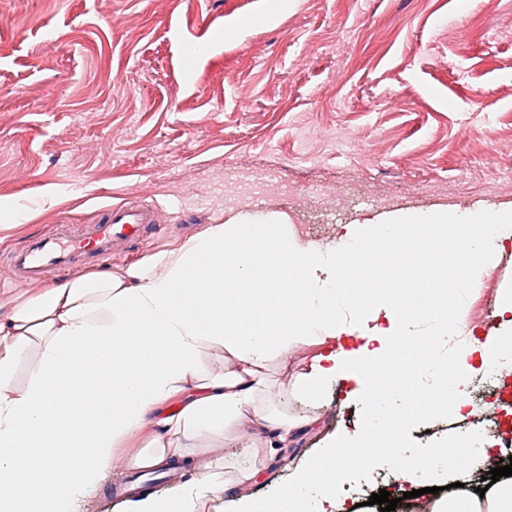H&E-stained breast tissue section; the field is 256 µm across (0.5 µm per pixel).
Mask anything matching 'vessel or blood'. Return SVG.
Segmentation results:
<instances>
[{
    "mask_svg": "<svg viewBox=\"0 0 512 512\" xmlns=\"http://www.w3.org/2000/svg\"><path fill=\"white\" fill-rule=\"evenodd\" d=\"M157 231L151 208L111 207L101 223L83 225L69 237L40 236L28 240L13 253L8 269L12 278L36 283L50 272L70 269L91 258L106 261L125 245L147 240Z\"/></svg>",
    "mask_w": 512,
    "mask_h": 512,
    "instance_id": "vessel-or-blood-1",
    "label": "vessel or blood"
}]
</instances>
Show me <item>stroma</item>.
I'll list each match as a JSON object with an SVG mask.
<instances>
[{
  "instance_id": "obj_1",
  "label": "stroma",
  "mask_w": 512,
  "mask_h": 512,
  "mask_svg": "<svg viewBox=\"0 0 512 512\" xmlns=\"http://www.w3.org/2000/svg\"><path fill=\"white\" fill-rule=\"evenodd\" d=\"M0 0V264L27 237L144 205L161 226L138 259L209 225L263 210L305 240L399 212L512 206V0ZM478 336L496 330L512 253L483 267ZM305 350L269 365L265 402L297 427L237 498L287 485L331 435L371 416L365 391L332 380L311 402L286 391ZM249 420L203 433L213 468L249 465ZM462 430L424 414L399 429L419 481L481 485L484 460L432 465ZM151 428L117 453L78 512H118L113 489ZM336 484L346 507L401 497L389 455Z\"/></svg>"
}]
</instances>
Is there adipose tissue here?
Instances as JSON below:
<instances>
[{
  "label": "adipose tissue",
  "instance_id": "adipose-tissue-1",
  "mask_svg": "<svg viewBox=\"0 0 512 512\" xmlns=\"http://www.w3.org/2000/svg\"><path fill=\"white\" fill-rule=\"evenodd\" d=\"M512 245V209L400 213L347 228L339 242H301L281 216H243L213 224L171 254L111 273L64 279L0 314V512H77L102 485L119 448L143 427L155 437L128 461L155 468L194 462L201 430L254 419L274 456L296 428L265 413L266 366L312 348L296 385L315 399L331 379L389 395L382 352L394 337L431 341L427 365L452 355L445 380L448 411L466 419L465 388L477 367L512 365V293L500 305V329L471 340L460 314L469 284L485 263ZM442 289L458 319L418 300ZM359 345L337 348L340 337ZM38 360L26 385L12 382L29 349ZM224 357V370L201 378L203 354ZM80 389L89 401L65 402ZM176 411H168L172 398ZM398 422L374 411L365 431L329 437L322 453L298 468L288 486L224 501L214 512H301L319 488L316 512H346L333 487L361 464V448ZM257 467H204L167 494H139L125 512H199L219 489L254 481ZM211 505V504H210ZM433 512H512V477L482 494L439 498Z\"/></svg>",
  "mask_w": 512,
  "mask_h": 512
}]
</instances>
